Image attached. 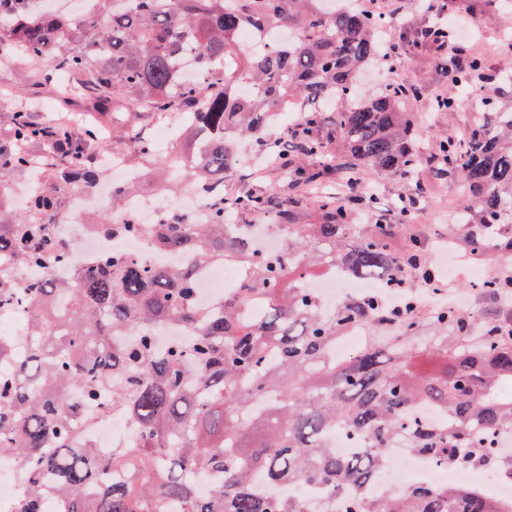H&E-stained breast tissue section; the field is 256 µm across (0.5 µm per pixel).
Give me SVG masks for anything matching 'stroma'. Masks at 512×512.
<instances>
[{"mask_svg": "<svg viewBox=\"0 0 512 512\" xmlns=\"http://www.w3.org/2000/svg\"><path fill=\"white\" fill-rule=\"evenodd\" d=\"M433 0H389L385 16L387 40L397 41L400 32L428 29L435 12ZM449 21L460 23L462 30L453 34L448 46L427 45L420 50L399 47L396 68L385 61H377L364 69L359 77L362 97L374 96L391 82L413 88L407 101L418 132L417 146L423 158L420 170L412 181L368 170L359 174L365 186L372 191L376 202L354 199L349 184L341 176L315 185L312 189L294 185L293 166L270 160L259 165L245 166L224 178L225 196L244 192L263 193L272 200V208L263 214L243 213L242 224H263L276 218L278 210L295 212L298 223H322V212L309 202L310 195L323 192L337 194L349 210L351 223L361 232H371L373 225L394 224L397 234L391 238L393 251L403 252L409 246L419 245L426 268L437 269L434 258L437 247L455 243L464 246L470 230L458 224L459 206L465 198V189L458 177L448 176L436 168L443 141H460L477 122L480 110L494 107L512 111V82L499 80L512 51L490 46L486 37L504 31L512 21V0H445ZM461 49L464 60L480 57L483 69L475 82L476 94L472 104L446 113L436 108L438 95L448 88L447 70L454 66V49ZM53 56H45L38 63L26 64L0 56V132L9 127L17 115H28L32 120L50 124L67 119L75 127L83 128L96 121L100 112L96 103L86 97L63 99L57 92L63 78L57 74ZM417 198L419 205L409 215L399 210L400 197ZM512 237V223L500 225L493 244L487 245L478 264L460 267L452 286L455 293L464 295L466 307L484 319H501L512 315V309L487 299L475 277L476 268L488 269L493 276L512 277V254L501 251L497 242Z\"/></svg>", "mask_w": 512, "mask_h": 512, "instance_id": "stroma-1", "label": "stroma"}]
</instances>
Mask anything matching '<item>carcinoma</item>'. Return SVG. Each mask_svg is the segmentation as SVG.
<instances>
[{
    "label": "carcinoma",
    "mask_w": 512,
    "mask_h": 512,
    "mask_svg": "<svg viewBox=\"0 0 512 512\" xmlns=\"http://www.w3.org/2000/svg\"><path fill=\"white\" fill-rule=\"evenodd\" d=\"M32 0H0V55L17 51L29 62L52 52L57 70L76 81V92L103 106L126 97L165 116L178 112L209 135V147L191 181L209 195V220L197 224L173 215L147 231L118 222L125 199L145 189L132 181L112 189L109 207L92 218L112 237L150 234L177 261L147 267L121 254L75 270L66 282L21 280L24 266L48 268L67 258L57 227L73 221L65 192L94 189L104 171L88 155L93 129L64 124L42 128L19 121L0 147V255L16 265L0 267V308H26L25 335H0V361L26 341L25 357L0 372V457L16 456L25 494L14 512H166L183 501L186 512H307L303 497L258 495L256 473L271 485H321L335 499L334 512H502L490 497L462 488L413 486L378 499L361 489L386 461L403 432L411 448L442 465L512 469L497 434L512 430V319L481 320L466 311L420 304L389 312L374 296L341 303L325 319L315 294L288 275L306 260L336 261L347 274L403 288L409 256L388 248L391 228L374 225L361 234L349 223L344 202L320 196L322 224L288 225L284 253L262 251L226 224L231 212L262 213V194L224 197V176L239 167L254 142L270 158L289 153L321 160L297 169L295 182L316 181L334 170L350 176L372 167L403 179L415 175L421 155L405 115L407 89L395 82L361 102L353 95L359 72L378 56L381 18L334 0H112L90 14L52 13ZM254 36L288 29L286 41L243 52V28ZM190 57L199 79L184 80ZM481 69L448 74L456 93L437 99L452 112L456 96L473 87ZM300 106L301 117L282 137L269 126ZM339 137L348 158L334 164L329 141ZM136 151L155 152L148 135H128ZM43 140L55 157L34 165L20 145ZM443 171L462 179L480 223L512 222V112H487L464 144L441 145ZM187 152L163 163L174 192ZM35 169L30 205L21 213L3 205L9 180ZM240 263L249 279L218 303L197 306L193 269ZM263 294L259 314L245 320L242 301ZM483 294L493 300L512 291V279L494 278ZM178 325L188 343L162 344ZM361 327L362 347L338 360L336 342ZM416 351L447 359L436 375H416ZM109 400L108 410L132 424L134 443L98 454L88 437L97 416L87 412ZM438 415L420 423L413 410ZM357 443L348 458L333 453L329 435ZM213 480L205 497L190 474Z\"/></svg>",
    "instance_id": "obj_1"
}]
</instances>
